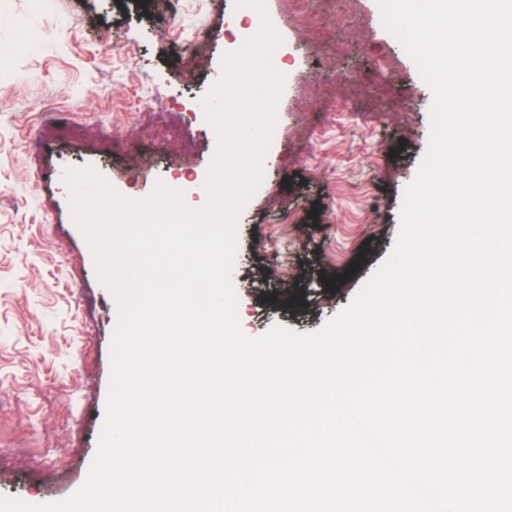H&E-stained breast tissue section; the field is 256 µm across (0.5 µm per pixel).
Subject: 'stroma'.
Segmentation results:
<instances>
[{
    "mask_svg": "<svg viewBox=\"0 0 512 512\" xmlns=\"http://www.w3.org/2000/svg\"><path fill=\"white\" fill-rule=\"evenodd\" d=\"M265 0L282 29L283 137L241 210L243 334L319 329L388 256L429 140L433 94L377 0ZM236 0H0V495H74L98 450L117 304L71 215L67 170L189 207L217 134L198 107L222 75Z\"/></svg>",
    "mask_w": 512,
    "mask_h": 512,
    "instance_id": "35a3bbf8",
    "label": "stroma"
}]
</instances>
